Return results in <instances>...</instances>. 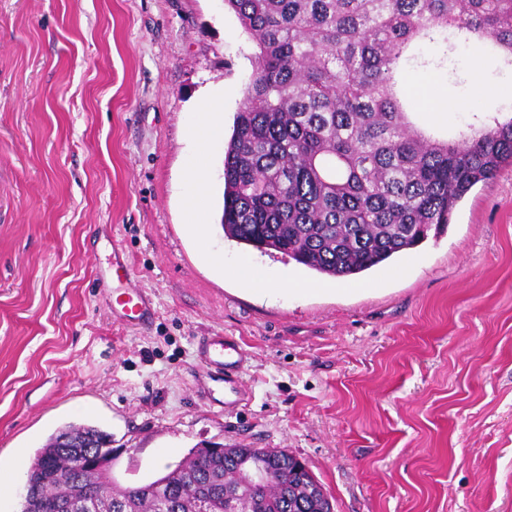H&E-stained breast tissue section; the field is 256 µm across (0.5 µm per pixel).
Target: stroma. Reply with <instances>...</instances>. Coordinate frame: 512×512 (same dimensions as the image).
<instances>
[{
    "label": "stroma",
    "mask_w": 512,
    "mask_h": 512,
    "mask_svg": "<svg viewBox=\"0 0 512 512\" xmlns=\"http://www.w3.org/2000/svg\"><path fill=\"white\" fill-rule=\"evenodd\" d=\"M224 0H0V460L29 466L60 429L109 433L118 486L210 443L288 451L335 512H512V167L399 259L322 277L246 250L220 227L224 146L252 73ZM490 57L413 69L421 125L440 133L512 94L469 95ZM223 91L211 147L209 245L288 289L270 298L201 261L181 206L186 130ZM156 311L112 315V253ZM252 355L250 400L201 398L200 338Z\"/></svg>",
    "instance_id": "stroma-1"
}]
</instances>
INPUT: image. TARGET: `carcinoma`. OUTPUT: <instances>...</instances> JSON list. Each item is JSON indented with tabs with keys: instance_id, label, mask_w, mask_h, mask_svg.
I'll return each mask as SVG.
<instances>
[{
	"instance_id": "obj_1",
	"label": "carcinoma",
	"mask_w": 512,
	"mask_h": 512,
	"mask_svg": "<svg viewBox=\"0 0 512 512\" xmlns=\"http://www.w3.org/2000/svg\"><path fill=\"white\" fill-rule=\"evenodd\" d=\"M253 44V72L224 149V237L319 275L355 277L424 242L479 183L512 167L502 109L438 138L405 89L461 44L512 67V0H224ZM110 443L69 427L38 450L23 512H330L307 465L285 450L197 448L154 480L118 487L69 464ZM272 471L257 491L251 467Z\"/></svg>"
}]
</instances>
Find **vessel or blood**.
Returning a JSON list of instances; mask_svg holds the SVG:
<instances>
[{
    "label": "vessel or blood",
    "mask_w": 512,
    "mask_h": 512,
    "mask_svg": "<svg viewBox=\"0 0 512 512\" xmlns=\"http://www.w3.org/2000/svg\"><path fill=\"white\" fill-rule=\"evenodd\" d=\"M114 317L122 324L145 328L154 318L153 302L141 290H124L112 306ZM198 357L204 363L206 381L202 390L214 396L216 390L224 392V409L232 412L245 405L248 393L242 385L243 374L250 363V354L231 336H208L198 343Z\"/></svg>",
    "instance_id": "obj_1"
}]
</instances>
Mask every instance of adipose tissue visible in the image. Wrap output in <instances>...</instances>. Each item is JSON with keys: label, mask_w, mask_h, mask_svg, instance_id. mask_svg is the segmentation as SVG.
Listing matches in <instances>:
<instances>
[{"label": "adipose tissue", "mask_w": 512, "mask_h": 512, "mask_svg": "<svg viewBox=\"0 0 512 512\" xmlns=\"http://www.w3.org/2000/svg\"><path fill=\"white\" fill-rule=\"evenodd\" d=\"M220 101V96H213L203 110L196 114L189 128L188 138L191 143V153L186 170L187 190L183 198L185 222L197 240L202 259L218 267L224 265V260L209 251L206 225L210 208L209 146L220 124Z\"/></svg>", "instance_id": "1"}]
</instances>
